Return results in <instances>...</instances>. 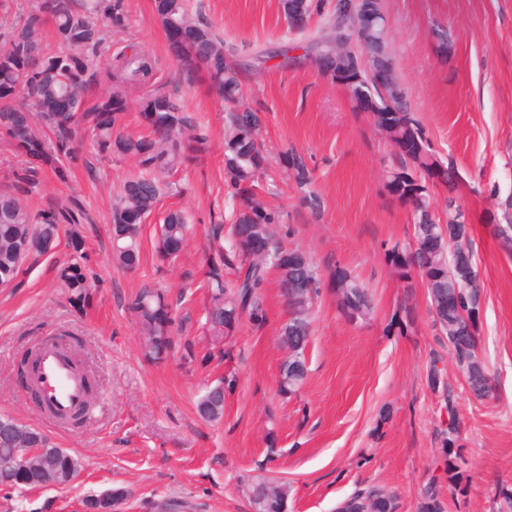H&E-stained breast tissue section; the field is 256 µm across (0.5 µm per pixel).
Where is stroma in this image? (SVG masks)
Here are the masks:
<instances>
[{"mask_svg":"<svg viewBox=\"0 0 512 512\" xmlns=\"http://www.w3.org/2000/svg\"><path fill=\"white\" fill-rule=\"evenodd\" d=\"M130 27L111 34L102 58L128 46L148 51L158 72L148 89L169 96L209 130L198 163L172 175L175 190L146 218L136 267L113 263L112 199L137 175L133 159L99 153L90 130L76 132L82 157L67 181L46 172L38 210L81 197L94 222L85 228L98 282L92 304L74 309L55 279V262L69 256L65 239L55 255L29 262L14 288H0V413L43 432L76 455L81 479L38 491L0 489V512H81L85 498L121 488L119 512H158L162 502L183 512H252L243 485L265 478L288 486L286 512H336L355 490L393 492L397 512H418L431 477H438L447 512H495L500 487L512 488V257L491 224L496 201L512 194V0H383L388 48L411 112L442 161L454 162L467 184L458 198L472 224V249L483 310L478 355L492 391L476 398L465 385L446 337L432 327L420 279L398 278L384 249L412 241L411 208L385 186L392 148L370 114L348 91L311 68L290 67L284 49L302 50L324 28L312 14L291 30L280 0H189V7L223 38L227 56L242 63L245 103L259 112V140L269 159L261 195L283 214L274 231L282 245L308 254L323 281L311 312L308 374L295 394L281 391L286 356L281 328L288 308L279 275L262 293L266 317L242 320L223 339L204 326L203 271L210 225L224 222L231 193L224 175L223 100L206 82L189 81L173 57L153 0H125ZM448 39L439 50L437 33ZM265 56L257 64V56ZM306 161L319 213L301 206L283 161ZM170 209L185 211L193 231L174 262L155 255L157 226ZM345 269L369 291L373 311L354 323L334 290ZM145 287L176 301L177 348L158 364L141 350L140 331L126 302ZM66 327L96 378L99 398L89 423L55 431L23 385L18 365L31 347ZM191 342L194 362L183 358ZM438 359L454 392V415L427 381ZM229 379L224 415L202 420L196 409L206 387ZM455 420V457L442 452L441 433ZM462 474L450 491L447 466Z\"/></svg>","mask_w":512,"mask_h":512,"instance_id":"obj_1","label":"stroma"}]
</instances>
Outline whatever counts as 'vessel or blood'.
I'll return each mask as SVG.
<instances>
[{"mask_svg":"<svg viewBox=\"0 0 512 512\" xmlns=\"http://www.w3.org/2000/svg\"><path fill=\"white\" fill-rule=\"evenodd\" d=\"M35 362L36 387L48 409L46 418L58 430H65L67 421L86 397L87 382L57 342L42 345Z\"/></svg>","mask_w":512,"mask_h":512,"instance_id":"vessel-or-blood-1","label":"vessel or blood"}]
</instances>
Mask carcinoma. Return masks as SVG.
<instances>
[{"label": "carcinoma", "mask_w": 512, "mask_h": 512, "mask_svg": "<svg viewBox=\"0 0 512 512\" xmlns=\"http://www.w3.org/2000/svg\"><path fill=\"white\" fill-rule=\"evenodd\" d=\"M157 16L166 37L181 34L170 48L191 80L199 76L229 104L224 134V173L233 189L235 203L230 215L229 241H224V225L211 229V253L206 269V328L220 337L232 329L229 320L239 322L246 316L254 322L264 320L259 293L270 270L280 272V290L289 300L294 314L295 333L281 334V343L298 355H305L310 335V312L320 295L322 279L310 257L303 251H290L274 239L273 226L281 223V213L257 198L258 181L267 168V157L257 142L261 125L258 113L241 107V69L228 63L224 40L212 28L189 11L187 0H156ZM314 0H281V9L292 24L297 16L310 15L321 9ZM363 3L336 0L327 11L324 34L312 42L321 58V72L354 67L368 56L373 67L388 72L397 88L386 104L374 85L363 79L350 84L355 103L371 99L384 108L371 116L377 129L391 146L417 141L420 149L411 155L393 154L385 171L388 192L413 208V238L424 248L415 250L394 244L385 253L386 260L404 279L417 274L427 289L433 322L448 340L458 370L471 377L470 391L482 399L491 391L484 363L476 360L478 325L472 303L480 293L478 273L471 246L472 228L455 223L448 211L444 224L436 221L430 204L427 182L438 179L445 187L457 191L464 184L453 165H444L432 152L425 132L409 111L404 88L395 72L388 51V32L374 25L365 38H352L353 28ZM116 29L129 25L125 0H34L22 20L0 33V129L9 138L12 151L21 164L12 172V191L0 192V284H11L20 274L19 253L33 259L46 255L48 244L57 242L64 233L70 249L69 258L56 266V276L67 290L71 303L85 306L90 288L94 287L87 265L84 226L94 218L78 196H71L47 210L33 212L23 200L41 193L46 168L53 169L63 180L68 169L61 160L79 159L75 146V129L83 124L94 133L99 151L105 155L134 159L139 174L124 182L112 203V258L122 268L131 269L139 260L141 224L157 209L161 196L159 176L197 161L208 150L209 138L199 120L186 112L170 97L145 92L132 95L147 85L155 75L156 61L133 46L114 53L104 66L98 65L99 51L105 42V24ZM51 25L62 49H42V30ZM109 84L107 93L78 112H57L53 100L75 91L84 94L93 86ZM137 102L150 135L125 136L114 133L116 124L131 102ZM290 175L301 190V203L311 210L320 208L316 195L308 191L311 174L302 156L285 154ZM258 224L265 232L267 251L252 256L246 248L248 226ZM498 244L512 253V208L500 210ZM189 234L188 217L177 209L167 211L156 240L158 258L167 262L183 248ZM454 242V256H448V241ZM338 304L347 315L363 320L371 313L366 288L346 271H336ZM136 317L142 334L147 360L157 363L167 358L176 345L174 318L170 305L159 290L144 288L127 304ZM468 318H463V312ZM439 360L432 361L429 384L443 391L445 407L454 414L452 389L437 381ZM199 416L218 421L224 414V388H210L197 401ZM42 448L43 463L22 474L24 487L35 488L47 476L78 474L82 462L65 450L49 445L38 429L9 414H0V448ZM261 512H283L288 486L270 481H251ZM124 492L114 490L109 499H90L97 512H114ZM396 497L383 488L367 487L343 501L340 512H396ZM420 512H446L445 503L433 485L423 492Z\"/></svg>", "instance_id": "cac0c4a2"}]
</instances>
